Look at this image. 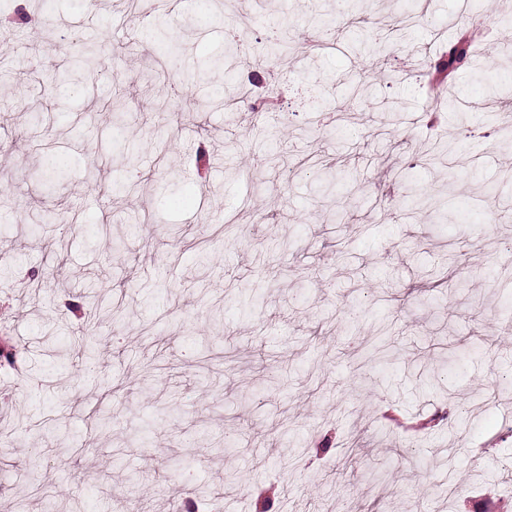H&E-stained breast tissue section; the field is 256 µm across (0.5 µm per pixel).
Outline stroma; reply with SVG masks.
I'll use <instances>...</instances> for the list:
<instances>
[{
  "label": "stroma",
  "instance_id": "stroma-1",
  "mask_svg": "<svg viewBox=\"0 0 512 512\" xmlns=\"http://www.w3.org/2000/svg\"><path fill=\"white\" fill-rule=\"evenodd\" d=\"M0 18V512H185L206 486L217 512H498L512 502V26L474 0H360L329 45L336 0H173L177 68L157 70L129 0H12ZM252 16L250 47L226 54ZM410 12V29L393 18ZM288 26L281 57L267 31ZM477 26L474 66L446 96L415 75L459 29ZM95 60L77 61L84 47ZM138 57L142 79L126 69ZM223 59L213 67L214 59ZM72 82L47 84L54 69ZM251 82L248 103L218 108ZM119 105L114 130L103 106ZM477 114L457 123L449 103ZM466 147L451 166L423 151ZM277 147L299 170L266 166ZM204 150L207 164L197 167ZM333 159L340 195L307 158ZM68 182L38 186L45 157ZM122 178L131 188L112 193ZM421 188L457 212L412 208ZM496 191L498 221L488 219ZM40 223L39 236L28 229ZM126 248L107 256L109 236ZM447 272L448 285H430ZM99 280L113 317L93 332L84 381L58 353L69 310ZM394 355L360 354L379 322ZM178 407L139 443V417ZM109 411L112 425L91 418ZM77 437L51 445L46 423ZM299 448L294 466L280 462ZM109 465L102 473L91 458ZM238 475L236 483L225 472ZM140 474L139 484L126 483Z\"/></svg>",
  "mask_w": 512,
  "mask_h": 512
}]
</instances>
